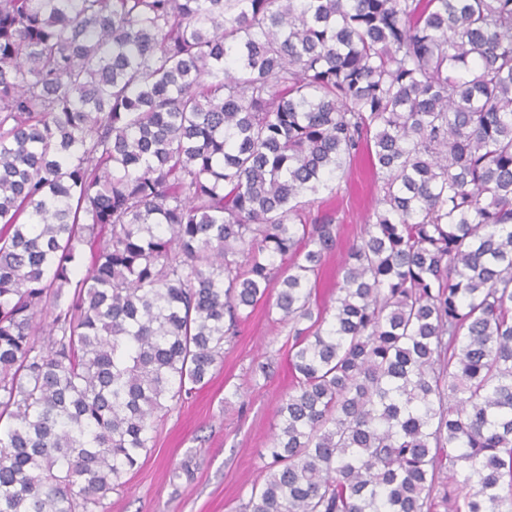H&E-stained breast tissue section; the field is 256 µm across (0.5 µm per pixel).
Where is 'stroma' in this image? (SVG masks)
Returning <instances> with one entry per match:
<instances>
[{
    "instance_id": "35a3bbf8",
    "label": "stroma",
    "mask_w": 512,
    "mask_h": 512,
    "mask_svg": "<svg viewBox=\"0 0 512 512\" xmlns=\"http://www.w3.org/2000/svg\"><path fill=\"white\" fill-rule=\"evenodd\" d=\"M377 190L364 159L353 162L338 195L319 194L314 205L335 218L337 239L316 282L318 301L331 302L340 265ZM258 304L231 341L211 381L188 399L171 402L156 419L153 446L141 455L124 487L107 494L96 512H237L262 468L282 399L292 393L287 327ZM268 374H261V366ZM190 472H183V463Z\"/></svg>"
}]
</instances>
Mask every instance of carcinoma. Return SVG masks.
Segmentation results:
<instances>
[{
    "instance_id": "1",
    "label": "carcinoma",
    "mask_w": 512,
    "mask_h": 512,
    "mask_svg": "<svg viewBox=\"0 0 512 512\" xmlns=\"http://www.w3.org/2000/svg\"><path fill=\"white\" fill-rule=\"evenodd\" d=\"M272 296L244 512H431L445 459L512 512V0H0V512H93ZM311 207L312 214L328 212L335 217L337 229L336 248L328 254L323 270L316 282L313 297L319 302L336 298V282L341 280L340 265L354 239L360 233L365 217L372 212L377 190L373 184L367 163L363 158L353 162L341 182L338 195L331 197L328 191L319 194Z\"/></svg>"
}]
</instances>
